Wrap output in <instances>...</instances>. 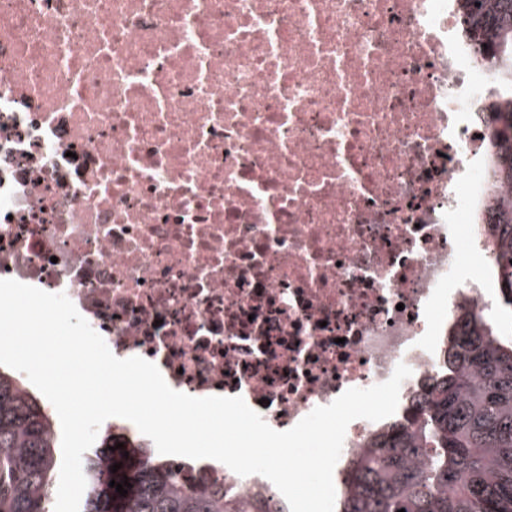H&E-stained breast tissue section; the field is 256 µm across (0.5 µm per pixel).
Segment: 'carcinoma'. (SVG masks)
I'll return each instance as SVG.
<instances>
[{"label":"carcinoma","mask_w":512,"mask_h":512,"mask_svg":"<svg viewBox=\"0 0 512 512\" xmlns=\"http://www.w3.org/2000/svg\"><path fill=\"white\" fill-rule=\"evenodd\" d=\"M463 31L479 47L492 92L487 208L496 218L497 300L512 316V0H468ZM492 319L465 320L448 372L408 419L379 434L345 473L338 512H512V338ZM124 447L119 448L117 444ZM61 439L39 398L0 371V512H54ZM117 472H111L114 464ZM80 512H253L216 498L147 445L107 430L83 454ZM129 482L122 496L110 481Z\"/></svg>","instance_id":"obj_1"}]
</instances>
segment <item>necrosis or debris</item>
Instances as JSON below:
<instances>
[{"label": "necrosis or debris", "mask_w": 512, "mask_h": 512, "mask_svg": "<svg viewBox=\"0 0 512 512\" xmlns=\"http://www.w3.org/2000/svg\"><path fill=\"white\" fill-rule=\"evenodd\" d=\"M462 0H0V279L275 430L398 364L391 419L493 311L488 73ZM290 512L266 477L193 462Z\"/></svg>", "instance_id": "obj_1"}]
</instances>
